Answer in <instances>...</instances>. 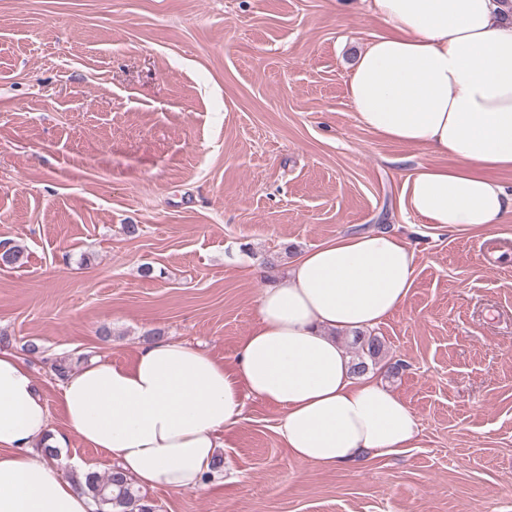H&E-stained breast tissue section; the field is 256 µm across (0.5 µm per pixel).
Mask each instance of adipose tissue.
Listing matches in <instances>:
<instances>
[{
    "label": "adipose tissue",
    "instance_id": "1",
    "mask_svg": "<svg viewBox=\"0 0 512 512\" xmlns=\"http://www.w3.org/2000/svg\"><path fill=\"white\" fill-rule=\"evenodd\" d=\"M386 24L359 55L347 93L359 126L446 157L406 181L405 208L427 224L479 232L512 212L492 179L512 170V7L504 0H370ZM415 254L395 234L340 236L300 254L266 288L257 324L232 361L157 338L129 365L99 360L67 377L69 431L112 455L138 484L195 491L214 477L222 433L250 398L280 409L290 458L322 468L413 447L412 409L372 374L354 375L340 333L400 309ZM26 364L0 352V512H95L92 499L40 460L61 447Z\"/></svg>",
    "mask_w": 512,
    "mask_h": 512
}]
</instances>
